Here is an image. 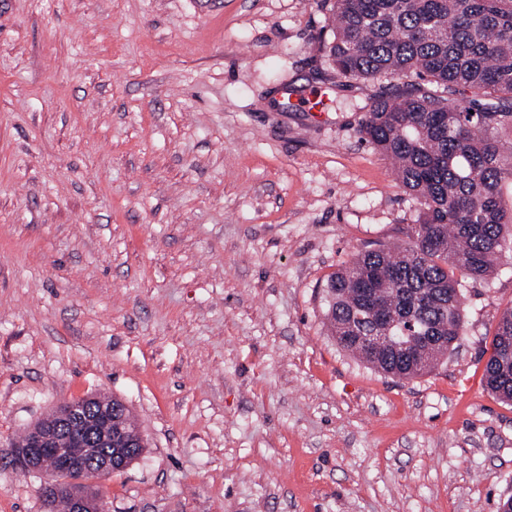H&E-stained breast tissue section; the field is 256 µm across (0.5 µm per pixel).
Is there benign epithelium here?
I'll use <instances>...</instances> for the list:
<instances>
[{
  "mask_svg": "<svg viewBox=\"0 0 512 512\" xmlns=\"http://www.w3.org/2000/svg\"><path fill=\"white\" fill-rule=\"evenodd\" d=\"M112 404L87 405L81 400L58 405L50 421L28 430L27 447L21 449L20 462L26 470L37 471L47 456L56 460L55 475L63 477L70 495L71 512H103L101 501L73 487L70 472L94 469L112 473L127 468L135 449L144 447L141 433L127 435L112 430ZM72 438L84 448L80 456L68 454L63 445Z\"/></svg>",
  "mask_w": 512,
  "mask_h": 512,
  "instance_id": "7a95c632",
  "label": "benign epithelium"
}]
</instances>
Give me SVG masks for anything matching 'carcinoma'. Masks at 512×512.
Segmentation results:
<instances>
[{"label":"carcinoma","instance_id":"cac0c4a2","mask_svg":"<svg viewBox=\"0 0 512 512\" xmlns=\"http://www.w3.org/2000/svg\"><path fill=\"white\" fill-rule=\"evenodd\" d=\"M336 78L399 79L373 98L362 138L420 205L413 241L357 254L329 276L330 335L373 368L431 372L463 330V282L487 280L512 246V0H321ZM486 389L512 402V308L500 317Z\"/></svg>","mask_w":512,"mask_h":512}]
</instances>
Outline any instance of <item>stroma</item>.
I'll return each instance as SVG.
<instances>
[{"label": "stroma", "instance_id": "stroma-1", "mask_svg": "<svg viewBox=\"0 0 512 512\" xmlns=\"http://www.w3.org/2000/svg\"><path fill=\"white\" fill-rule=\"evenodd\" d=\"M319 0H0V512H48L17 462L105 394L146 443L105 512H497L512 405L483 374L512 250L414 380L328 335L321 296L419 214L359 133ZM321 90V114L282 91Z\"/></svg>", "mask_w": 512, "mask_h": 512}]
</instances>
